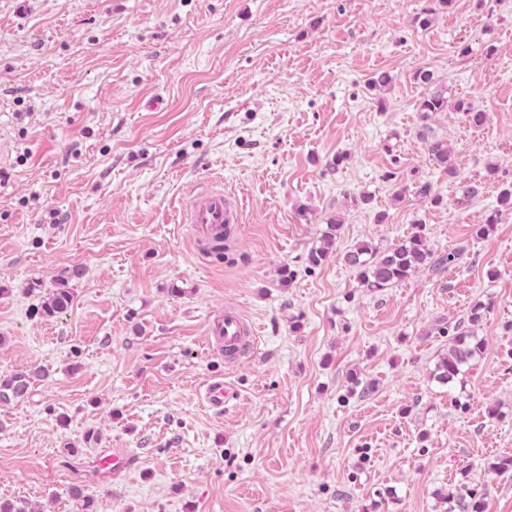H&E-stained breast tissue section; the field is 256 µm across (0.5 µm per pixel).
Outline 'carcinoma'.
<instances>
[{
	"mask_svg": "<svg viewBox=\"0 0 512 512\" xmlns=\"http://www.w3.org/2000/svg\"><path fill=\"white\" fill-rule=\"evenodd\" d=\"M414 80L425 87L424 95L418 100L417 112L424 130L429 128L432 117L439 112L453 109L462 113L465 121L473 129H480L487 123L488 114L466 98H458L451 102L448 99V88L442 81L436 79L427 69H419L414 73ZM423 149L429 162L448 178L457 183L456 204L465 206L479 194V184L467 181H457L458 173L453 160V153L448 139L444 137L420 133ZM412 194L431 206L443 203V197L433 184L425 181L411 183L399 181L396 183L394 198L398 201L407 194ZM342 224L339 221L327 225V231L322 234L323 246L311 251L309 262L317 266L325 259L335 240L340 237ZM461 256V251L452 249L436 260H431L432 252L428 248L426 225H416L409 237L394 246L381 251L369 243H360L343 254L344 263L356 272L359 283L371 290L381 291L405 282L414 273L429 268L437 270L454 264ZM85 270L79 265L68 266L60 270L51 282L37 313L43 317L54 318L66 312L73 306L75 293L70 285L84 276ZM442 333L451 334L447 353L436 363L432 379L442 387H452L461 380L465 371L474 368L483 357L487 343L466 326L456 322L452 327H438ZM43 369L33 371H18L9 375H0V403H9L26 397L32 381L45 377ZM100 434L94 429L86 431L80 444H71L67 450L71 455L81 453L82 449L97 444ZM487 490H480L463 480L446 493L439 494V500L444 504V512H486Z\"/></svg>",
	"mask_w": 512,
	"mask_h": 512,
	"instance_id": "1",
	"label": "carcinoma"
}]
</instances>
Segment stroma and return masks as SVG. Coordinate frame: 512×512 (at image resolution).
Listing matches in <instances>:
<instances>
[{
  "mask_svg": "<svg viewBox=\"0 0 512 512\" xmlns=\"http://www.w3.org/2000/svg\"><path fill=\"white\" fill-rule=\"evenodd\" d=\"M429 4L0 0V374L50 371L0 404L1 500L77 512L78 485L97 512H442L438 491L465 476L487 486V512H512V472L488 470L512 456V211L497 208L512 0H455L423 27ZM420 68L488 114L479 131L453 111L431 123L482 186L468 206L423 151ZM381 71L380 97L367 81ZM212 179L242 212L220 260L181 221ZM399 179L431 181L443 204L395 200ZM333 219L336 249L311 265ZM419 222L434 255L462 259L363 288L343 253ZM72 265V308L35 314L26 283ZM488 300L483 359L439 386L437 325ZM229 304L257 330L232 367L208 342ZM214 379L240 393L220 411L199 398ZM91 428L98 444L69 455Z\"/></svg>",
  "mask_w": 512,
  "mask_h": 512,
  "instance_id": "obj_1",
  "label": "stroma"
}]
</instances>
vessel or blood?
I'll use <instances>...</instances> for the list:
<instances>
[{
    "label": "vessel or blood",
    "mask_w": 512,
    "mask_h": 512,
    "mask_svg": "<svg viewBox=\"0 0 512 512\" xmlns=\"http://www.w3.org/2000/svg\"><path fill=\"white\" fill-rule=\"evenodd\" d=\"M237 202L216 187L201 193L183 210V223L192 226L198 239L206 240L222 233H233L238 221ZM211 336L224 346L226 361L234 363L247 356L253 347L254 331L245 315L236 307L224 309V316L211 328ZM239 395L238 389L229 381L216 379L206 384L201 397L212 408L220 409Z\"/></svg>",
    "instance_id": "b4317fda"
}]
</instances>
